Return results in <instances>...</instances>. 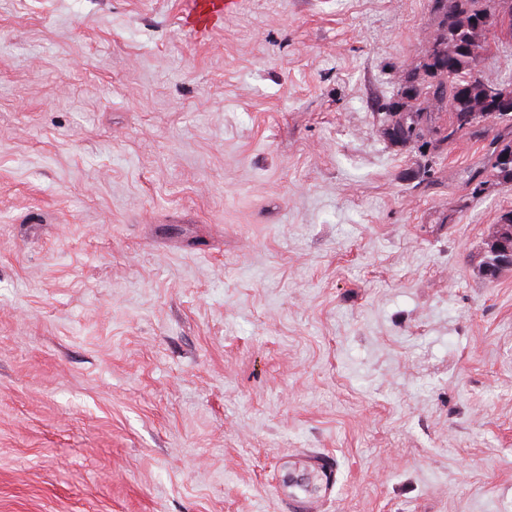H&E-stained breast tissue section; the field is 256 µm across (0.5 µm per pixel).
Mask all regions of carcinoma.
<instances>
[{"label":"carcinoma","mask_w":512,"mask_h":512,"mask_svg":"<svg viewBox=\"0 0 512 512\" xmlns=\"http://www.w3.org/2000/svg\"><path fill=\"white\" fill-rule=\"evenodd\" d=\"M438 27L423 65L424 77L406 80L407 96L415 99L421 113L418 129L400 141L402 145L423 143L441 145L463 136L484 137L494 134L488 144L482 167L474 170L471 179L478 186L486 185L483 173L489 171L498 182H512V164L503 157L512 155V119L504 120L489 114L477 124H464L460 116L466 112L484 109L482 102L485 77L476 71V62L485 50L487 34L497 27L503 17L512 23V0H434ZM483 15L490 17L487 30L477 33L473 21ZM448 110L450 120L439 125L432 119L433 112Z\"/></svg>","instance_id":"1"}]
</instances>
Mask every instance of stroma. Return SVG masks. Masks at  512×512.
Segmentation results:
<instances>
[{"instance_id": "1", "label": "stroma", "mask_w": 512, "mask_h": 512, "mask_svg": "<svg viewBox=\"0 0 512 512\" xmlns=\"http://www.w3.org/2000/svg\"><path fill=\"white\" fill-rule=\"evenodd\" d=\"M190 7L0 0V512H512V183L384 132L433 0ZM238 4V0H194L191 14L199 28L206 29L235 10ZM486 251L490 256L486 266V273L489 276L495 274L499 267L512 266V248L504 250L501 248L499 241L491 240L489 241L488 247H486ZM503 268H500L498 272Z\"/></svg>"}]
</instances>
